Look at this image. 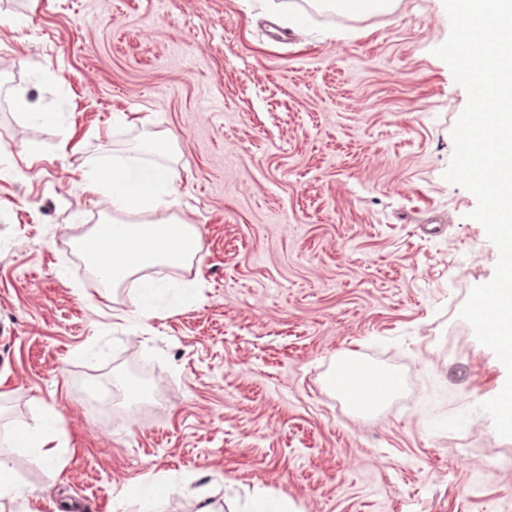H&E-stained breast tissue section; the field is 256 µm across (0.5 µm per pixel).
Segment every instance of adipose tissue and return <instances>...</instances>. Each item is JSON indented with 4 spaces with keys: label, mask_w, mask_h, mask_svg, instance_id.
Masks as SVG:
<instances>
[{
    "label": "adipose tissue",
    "mask_w": 512,
    "mask_h": 512,
    "mask_svg": "<svg viewBox=\"0 0 512 512\" xmlns=\"http://www.w3.org/2000/svg\"><path fill=\"white\" fill-rule=\"evenodd\" d=\"M84 191L108 196L115 209L128 212L168 210L175 206L178 189L169 168L143 155L115 151L102 155L93 171L83 173ZM79 251L94 274L115 288L132 282L139 297L133 318L140 325L180 309L196 288L195 283L152 276L154 267H180L190 263L202 249L199 229L177 218L164 224L112 220L97 225L80 237ZM354 363L343 362L329 384L342 393L354 409L377 411L401 388L400 379L388 371H364L355 379ZM58 413L47 408L42 427L16 436L0 431V447L34 449L40 460H56L52 428Z\"/></svg>",
    "instance_id": "1"
}]
</instances>
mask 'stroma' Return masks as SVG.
<instances>
[{
	"mask_svg": "<svg viewBox=\"0 0 512 512\" xmlns=\"http://www.w3.org/2000/svg\"><path fill=\"white\" fill-rule=\"evenodd\" d=\"M284 2L0 0V428L52 403L65 444L52 465L0 447L21 489L0 512H246L260 491L293 512H512V470L485 468L512 438L481 409L507 371L459 316L499 251L443 177L467 103L435 54L444 0ZM147 143L203 249L168 272L196 294L143 327L76 240L113 216L80 172ZM347 354L404 381L375 417L327 384ZM130 369L165 407L98 429L76 387Z\"/></svg>",
	"mask_w": 512,
	"mask_h": 512,
	"instance_id": "obj_1",
	"label": "stroma"
}]
</instances>
